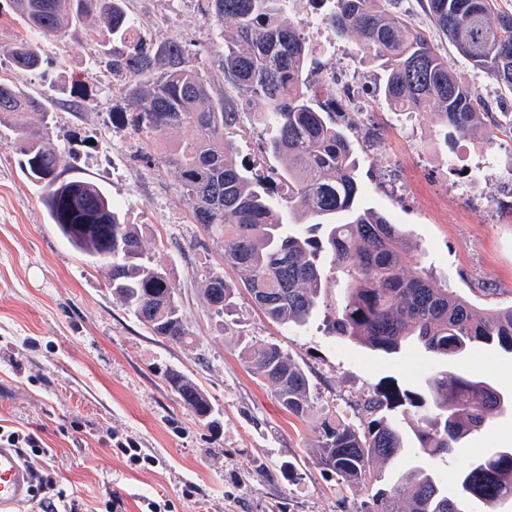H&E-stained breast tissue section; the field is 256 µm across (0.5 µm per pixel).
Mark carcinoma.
Instances as JSON below:
<instances>
[{"instance_id":"cac0c4a2","label":"carcinoma","mask_w":512,"mask_h":512,"mask_svg":"<svg viewBox=\"0 0 512 512\" xmlns=\"http://www.w3.org/2000/svg\"><path fill=\"white\" fill-rule=\"evenodd\" d=\"M278 0H203L219 22L234 30L224 37L220 68L231 93L213 98L209 80L169 41L154 51L129 45L135 31L126 0H9L29 31L63 36L93 17L125 49L102 47L109 68L130 77L122 89L120 124L136 136L165 138L192 128L198 137L168 152L163 161L178 174L193 218L224 250L229 278H208L204 298L217 314L228 311L245 289L273 322L301 327L322 302L325 270L337 273L344 294L329 317V332L396 355L415 343L454 360L484 345L512 353V306L478 313L464 296L448 289L420 265V247L402 224L362 205L350 141L335 113L314 104L305 85L308 47L297 27L282 16ZM435 26L473 67L492 74L512 93V13L493 0H424ZM337 32H354L382 71L381 93L396 112L431 107L443 140L475 136L493 143L512 136V117L486 123L493 111L473 88L461 83L439 48L390 0H334ZM8 53L22 71L40 68L42 58L22 39ZM263 101L256 121L268 131V148L282 160L279 183L270 188L236 159L231 134L241 121L238 97ZM39 114L40 124L27 122ZM45 101L9 79L0 81V125L27 135L15 146L24 175L43 190L51 223L93 263L109 266V288L136 319L157 336L182 344L192 333L168 274L144 257L138 229L125 223L103 187L66 179L71 151L47 134ZM305 223L288 233V223ZM251 369L267 381L290 414L313 407L309 379L276 344L250 352ZM171 391L198 417L212 405L192 380L168 376ZM422 392L393 382L378 383L366 400L367 418L355 426L333 415L315 429L317 463L339 484L357 489L381 481L376 464L399 458L407 440L399 417H416V439L430 457L449 454L484 428L504 398L488 382L467 374L429 375ZM403 488L378 487L354 512H468L472 503L512 499V448L467 464L451 498L434 472L417 466Z\"/></svg>"}]
</instances>
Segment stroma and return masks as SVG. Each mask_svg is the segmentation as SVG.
<instances>
[{
    "label": "stroma",
    "mask_w": 512,
    "mask_h": 512,
    "mask_svg": "<svg viewBox=\"0 0 512 512\" xmlns=\"http://www.w3.org/2000/svg\"><path fill=\"white\" fill-rule=\"evenodd\" d=\"M129 12L147 47L178 41L202 71L215 69L224 28L201 0H129ZM428 39L438 43L461 82L493 107L512 112V98L474 68L424 12L421 0H394ZM30 39L43 58L36 71H20L4 51ZM112 35L69 31L32 35L0 0V80L41 96L51 107L48 134L71 148L68 176L100 184L137 225L152 264L166 271L189 321L191 344L153 334L108 287L106 267L90 263L51 224L42 192L21 172L13 149L16 129L0 125V425L36 432L51 453L35 467L92 512L110 497L117 512H352L358 501L315 458L314 427L324 414L352 424L379 382L419 390L436 372L468 373L512 398V354L485 346L448 361L408 345L392 358L339 339L316 310L301 327L272 322L239 291L231 311L215 315L203 299L206 280L224 273V253L192 218L181 183L161 158L171 144L191 141L183 128L166 139L142 142L113 123L122 111L118 90L127 82L97 62ZM337 51L352 53L350 73L372 103L345 121L354 148L365 206L406 225L426 266L481 311L512 306V138L495 145L462 138L444 144L432 110L391 112L375 88L376 69L356 35L331 34ZM84 95L81 106L73 99ZM233 141L244 160H260L263 173L280 169L265 152L267 133L252 119L262 102H242ZM277 344L305 371L314 407L298 419L273 389L249 369V345ZM192 379L213 406L199 420L170 390L169 371ZM414 417L402 425L405 453L381 468L395 485L426 462L443 487L474 458L512 448V406L496 412L481 431L450 454L427 458L414 440ZM128 443L151 456L131 465L113 446Z\"/></svg>",
    "instance_id": "stroma-1"
}]
</instances>
